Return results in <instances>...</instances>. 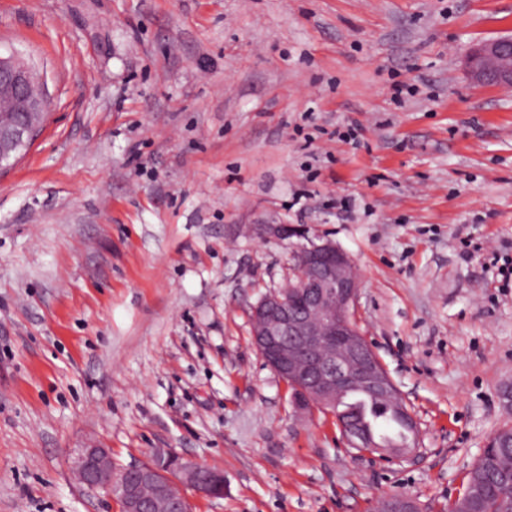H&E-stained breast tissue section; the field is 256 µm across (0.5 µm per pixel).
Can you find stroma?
<instances>
[{
  "label": "stroma",
  "mask_w": 512,
  "mask_h": 512,
  "mask_svg": "<svg viewBox=\"0 0 512 512\" xmlns=\"http://www.w3.org/2000/svg\"><path fill=\"white\" fill-rule=\"evenodd\" d=\"M510 34L512 0H0V54L50 99L0 169V512H120L71 471L93 445L222 471L193 512H449L512 426V92L463 68ZM325 239L418 422L406 459L295 414L253 344L251 306ZM376 512H420L417 501L410 495H388L379 498Z\"/></svg>",
  "instance_id": "stroma-1"
}]
</instances>
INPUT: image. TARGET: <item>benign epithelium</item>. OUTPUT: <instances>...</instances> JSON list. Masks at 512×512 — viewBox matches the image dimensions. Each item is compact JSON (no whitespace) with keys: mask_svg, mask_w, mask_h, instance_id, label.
<instances>
[{"mask_svg":"<svg viewBox=\"0 0 512 512\" xmlns=\"http://www.w3.org/2000/svg\"><path fill=\"white\" fill-rule=\"evenodd\" d=\"M464 66L477 84L511 88L512 36L472 47ZM0 101L19 103L8 119H0V158H12L43 127L49 100L32 67L14 55H0ZM291 269L299 277L298 287L262 295L250 319L256 350L295 388V408L327 410L344 391L359 389L413 419L353 324L361 280L352 258L329 240L312 242L293 253ZM73 465L85 488L118 500L122 512H191L188 489L207 498L224 496V474L172 453H157L148 463L117 470L111 451L93 446L80 449ZM376 512L420 509L414 497L402 494L379 498Z\"/></svg>","mask_w":512,"mask_h":512,"instance_id":"7a95c632","label":"benign epithelium"}]
</instances>
